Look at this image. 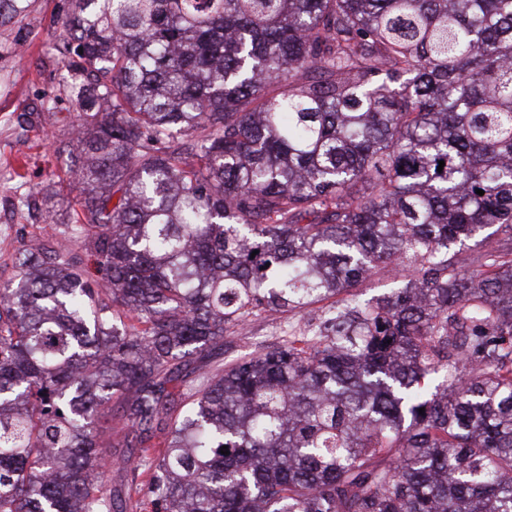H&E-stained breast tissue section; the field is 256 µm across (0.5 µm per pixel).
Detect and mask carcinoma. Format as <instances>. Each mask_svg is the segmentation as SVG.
<instances>
[{"label":"carcinoma","mask_w":512,"mask_h":512,"mask_svg":"<svg viewBox=\"0 0 512 512\" xmlns=\"http://www.w3.org/2000/svg\"><path fill=\"white\" fill-rule=\"evenodd\" d=\"M58 10L79 208L0 286V512H112L114 399L153 512H512V0ZM328 300L311 306L303 313H271L261 312L250 318L243 327L238 328L230 336H224V344L220 343L204 357L196 359L186 367H181L180 378L192 380L198 374L192 373L195 367L204 365L206 370L215 372L224 369V365L240 356L255 354L271 345L279 336L281 328L288 323L302 326L308 319L321 313L322 307L332 303Z\"/></svg>","instance_id":"1"}]
</instances>
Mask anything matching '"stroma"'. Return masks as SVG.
Listing matches in <instances>:
<instances>
[{"mask_svg": "<svg viewBox=\"0 0 512 512\" xmlns=\"http://www.w3.org/2000/svg\"><path fill=\"white\" fill-rule=\"evenodd\" d=\"M59 0H27V8L12 23L0 26V283L15 274V259L39 240L57 236V224L46 221L47 210L63 215L76 205L77 193L59 196L31 194L72 163L65 146L71 139L76 106L67 87L75 76L55 49L63 32L57 22ZM55 100V116L44 121L42 106ZM321 311L313 305L302 313L262 312L225 337L200 363L216 371L238 357L254 354L275 342L281 328L303 325ZM110 442L107 475L126 512H151L152 506L127 481L123 460L130 449L121 445L120 423L106 434Z\"/></svg>", "mask_w": 512, "mask_h": 512, "instance_id": "35a3bbf8", "label": "stroma"}]
</instances>
